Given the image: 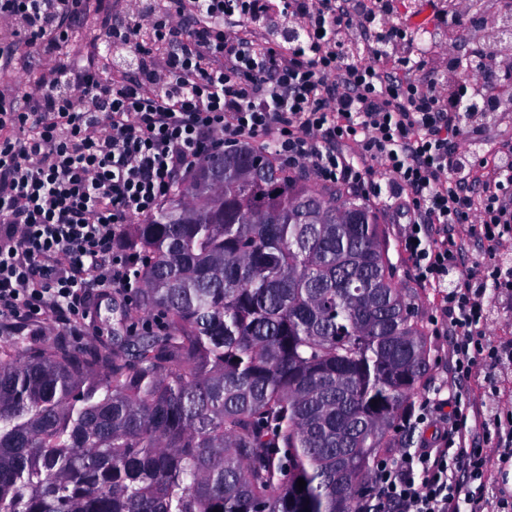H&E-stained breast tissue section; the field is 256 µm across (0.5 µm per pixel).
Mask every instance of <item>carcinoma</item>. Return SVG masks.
Segmentation results:
<instances>
[{"instance_id":"carcinoma-1","label":"carcinoma","mask_w":512,"mask_h":512,"mask_svg":"<svg viewBox=\"0 0 512 512\" xmlns=\"http://www.w3.org/2000/svg\"><path fill=\"white\" fill-rule=\"evenodd\" d=\"M129 234L112 342L0 348V512H356L430 353L375 211L241 145Z\"/></svg>"}]
</instances>
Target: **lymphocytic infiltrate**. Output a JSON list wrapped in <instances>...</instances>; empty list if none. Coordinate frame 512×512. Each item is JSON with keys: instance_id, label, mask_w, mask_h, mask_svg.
Listing matches in <instances>:
<instances>
[{"instance_id": "lymphocytic-infiltrate-1", "label": "lymphocytic infiltrate", "mask_w": 512, "mask_h": 512, "mask_svg": "<svg viewBox=\"0 0 512 512\" xmlns=\"http://www.w3.org/2000/svg\"><path fill=\"white\" fill-rule=\"evenodd\" d=\"M83 4L0 0V24L51 63L23 101L0 99V329L51 319L78 337L93 294L134 300L144 257L127 225L154 215L199 160L247 141L404 222L401 249L416 281L442 299L456 375L512 370V346L486 333L491 292H512V258L451 281L465 238L491 252L512 242V148L487 137L494 113L472 120L462 95L442 98L416 78L424 61L398 0L361 12L344 0H167L105 31L134 72L119 81L69 57ZM378 162L387 183L375 178ZM474 175L485 184L479 197ZM468 410L461 392L440 387L407 408L410 430L451 425L434 442L378 458L358 512H504L512 501L487 480L490 455L466 438L491 430L512 445V417L494 404Z\"/></svg>"}]
</instances>
